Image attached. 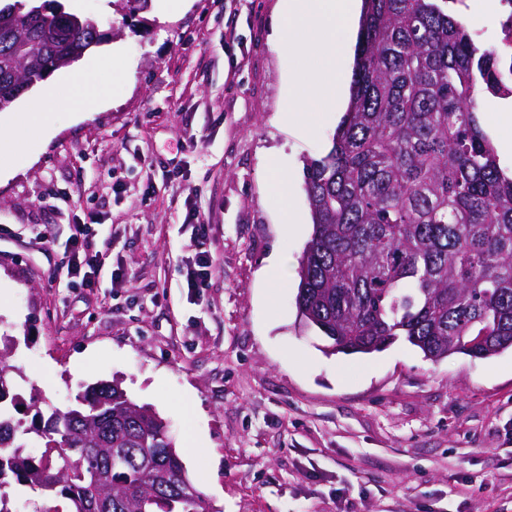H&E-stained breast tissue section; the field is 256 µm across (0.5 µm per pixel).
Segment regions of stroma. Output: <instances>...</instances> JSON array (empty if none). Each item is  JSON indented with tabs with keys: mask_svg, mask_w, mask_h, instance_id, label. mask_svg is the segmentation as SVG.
I'll return each mask as SVG.
<instances>
[{
	"mask_svg": "<svg viewBox=\"0 0 512 512\" xmlns=\"http://www.w3.org/2000/svg\"><path fill=\"white\" fill-rule=\"evenodd\" d=\"M279 0H71L111 30L114 59H79L101 108L71 110L56 70L0 112V134L30 123L54 89L52 125L0 153V336L12 342L21 411L74 406L87 385L119 381L152 405L216 512H512V350L440 362L400 341L370 355L330 354L303 327L296 280L272 288L274 253L299 261L311 224L282 223L268 186L309 208L304 159L338 125L320 104L310 124L280 122L289 79L314 56L270 41ZM194 206L210 229L214 270L188 292ZM91 239L95 287L60 264L75 224Z\"/></svg>",
	"mask_w": 512,
	"mask_h": 512,
	"instance_id": "1",
	"label": "stroma"
}]
</instances>
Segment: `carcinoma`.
Returning a JSON list of instances; mask_svg holds the SVG:
<instances>
[{
	"instance_id": "cac0c4a2",
	"label": "carcinoma",
	"mask_w": 512,
	"mask_h": 512,
	"mask_svg": "<svg viewBox=\"0 0 512 512\" xmlns=\"http://www.w3.org/2000/svg\"><path fill=\"white\" fill-rule=\"evenodd\" d=\"M350 101L331 146L306 161L313 232L296 307L331 354H372L399 340L439 361L512 349V175L478 118L477 93L512 98V0L504 49L457 18L463 0H363ZM43 0L0 8V92L67 65L105 41L81 28L43 37ZM0 351V512L7 489L69 502L67 512H214L149 405L114 382L24 428ZM34 433L45 451L22 452Z\"/></svg>"
}]
</instances>
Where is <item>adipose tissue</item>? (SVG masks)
I'll use <instances>...</instances> for the list:
<instances>
[{
	"mask_svg": "<svg viewBox=\"0 0 512 512\" xmlns=\"http://www.w3.org/2000/svg\"><path fill=\"white\" fill-rule=\"evenodd\" d=\"M361 0H280L273 43L277 50L291 55L311 54L320 65L308 81L289 86L282 110L283 121L304 126L306 115L317 98H324L327 110L344 108V76L340 61L345 53L334 38L336 29L356 34Z\"/></svg>",
	"mask_w": 512,
	"mask_h": 512,
	"instance_id": "ef3b65f1",
	"label": "adipose tissue"
}]
</instances>
